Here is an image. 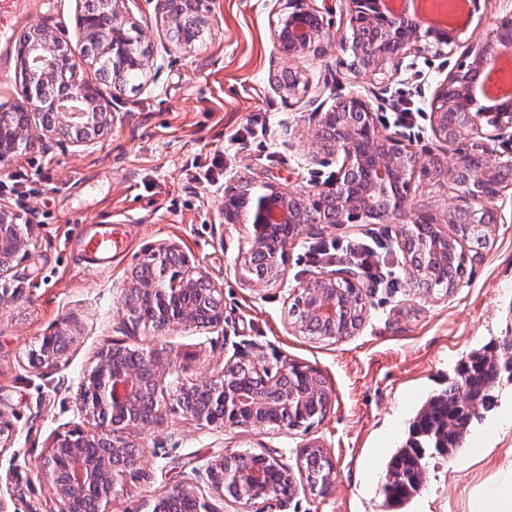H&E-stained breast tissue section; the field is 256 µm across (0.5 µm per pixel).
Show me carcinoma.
Segmentation results:
<instances>
[{"instance_id":"obj_1","label":"carcinoma","mask_w":512,"mask_h":512,"mask_svg":"<svg viewBox=\"0 0 512 512\" xmlns=\"http://www.w3.org/2000/svg\"><path fill=\"white\" fill-rule=\"evenodd\" d=\"M507 374L506 366L494 357L475 353L459 373L457 383L441 394L427 398L415 413L412 433L406 443L391 454L383 491L392 506H401L420 489L426 470V455L431 451L449 454L462 448L478 418L477 408L491 403L488 381L494 374ZM464 388L477 403L469 407L457 402L454 391Z\"/></svg>"}]
</instances>
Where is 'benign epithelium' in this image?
I'll use <instances>...</instances> for the list:
<instances>
[{
    "label": "benign epithelium",
    "instance_id": "7a95c632",
    "mask_svg": "<svg viewBox=\"0 0 512 512\" xmlns=\"http://www.w3.org/2000/svg\"><path fill=\"white\" fill-rule=\"evenodd\" d=\"M95 8L77 19L80 36L100 49L95 59L96 81L77 76L80 64L66 44L54 41L47 30L34 26L15 40L17 62L23 75L22 98L0 107V162L19 149L34 148L32 116L44 131L71 144L88 143L112 125V92L122 87L130 71L146 74L149 61L143 31L116 10L117 0H94ZM173 40L189 47L210 24L207 0H158ZM352 40L350 68L359 75L396 72L411 54L432 47L454 49L456 31L420 21L405 8L396 10L390 0H346ZM326 38L320 12L307 0H288V11L273 27V41L281 59L319 53ZM512 49V14L502 19L486 45L472 51V61L441 80L432 102L431 123L444 144L439 154H422L406 143L405 136L380 125L369 99L349 95L325 110L310 113L308 138L311 159L338 158L327 181L298 194L271 183L240 178L225 187L220 203L226 224H248L250 246L239 265L255 288L278 284L288 299L306 303L304 322H292L295 332L322 338L351 336L362 322H352L358 305L366 303L367 288L349 266L320 272L297 288L288 287V247L304 232L321 231L339 224H386L403 209L411 182L418 175H444L457 191L458 204L449 207L448 223L473 224L495 229L501 216L494 202L512 189V156H496L492 144L512 130V99L495 101L485 89L500 54ZM472 140L465 150L458 143ZM433 219L421 215L395 231V239L409 267L415 288H434L440 253L451 251L454 268L441 276L460 285L468 258L461 243L448 247V238L432 227ZM32 225L15 210L0 206V296L8 293L6 275L25 252ZM119 312L134 326L158 335L187 329H218L224 325V294L201 273L179 245L170 243L145 250V258L122 283ZM341 288L352 293L343 297ZM75 337L58 328L44 333L31 363L54 372L68 357ZM182 357L163 348L132 349L106 343L78 382L75 404L87 426L58 430L37 462V479L50 487L55 512H106L128 474H144L148 452L136 439L162 416L158 389ZM293 364L271 370L256 358L229 359L217 377H201L190 386H178L174 397L186 415L222 429H279L299 422L298 413L313 404L324 418L333 403L332 390L319 371L306 372L315 386L296 389ZM12 420L0 410V448H11ZM219 495L251 505L260 496L282 500L279 485L293 489L289 467L276 456L234 453L213 460L199 476ZM184 501L195 512H210L196 487L179 485L159 496L153 512H177Z\"/></svg>",
    "mask_w": 512,
    "mask_h": 512
}]
</instances>
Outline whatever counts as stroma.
I'll return each instance as SVG.
<instances>
[{"label": "stroma", "mask_w": 512, "mask_h": 512, "mask_svg": "<svg viewBox=\"0 0 512 512\" xmlns=\"http://www.w3.org/2000/svg\"><path fill=\"white\" fill-rule=\"evenodd\" d=\"M322 11L327 48L292 62L295 91L278 86L284 67L272 30L286 0H211L212 25L195 45L176 48L156 0H120L119 10L145 34L153 72L112 100V128L84 145L18 153L0 164V203L20 211L35 231L8 275L11 294L0 298V410L15 424L10 449L0 452V497L12 512H44L48 488L33 478L37 458L57 430L83 425L74 393L96 349L107 342L166 348L186 361L159 386L162 417L143 439L154 458L149 474L127 478L108 512H151L175 486L196 483L220 455L243 450L279 452L297 469L303 445L323 448L335 465L327 494L311 492L304 477L288 502L265 512H389L382 491L384 465L408 435L414 411L454 382L473 352L506 353L512 340V191L499 197L501 214L482 255L450 291L422 296L410 287L405 258L391 243L397 225L430 213L452 234L448 208L457 197L443 178L419 177L403 214L387 224H344L317 238L303 235L288 256V285L256 289L237 258L248 249L250 226L225 223L219 204L225 186L241 176L297 193L322 183L333 165L310 160V91L331 106L351 94L378 93L382 125L402 130L414 148L439 152L430 126L436 84L468 63L469 48L485 45L512 0H481L453 51L432 49L405 58L398 73L363 76L348 67L351 30L344 0H310ZM78 0H29L15 30L41 26L69 44L80 75L93 78L77 27ZM411 102L413 124L398 126L400 102ZM124 225L128 247L106 271L89 267L82 245L91 225ZM174 242L224 293V326L167 336L132 328L116 315V283L126 279L148 246ZM368 250L381 271L366 299L365 322L341 339H313L290 326L286 288L314 273L353 264L352 250ZM66 329L76 341L70 356L46 377L29 363L45 332ZM260 356L275 369L286 363L323 374L334 403L308 429L232 430L200 424L177 405L174 382L220 374L236 354ZM494 403L475 423L479 450L433 456L421 490L406 512H470L476 489L512 463V383H500Z\"/></svg>", "instance_id": "35a3bbf8"}]
</instances>
